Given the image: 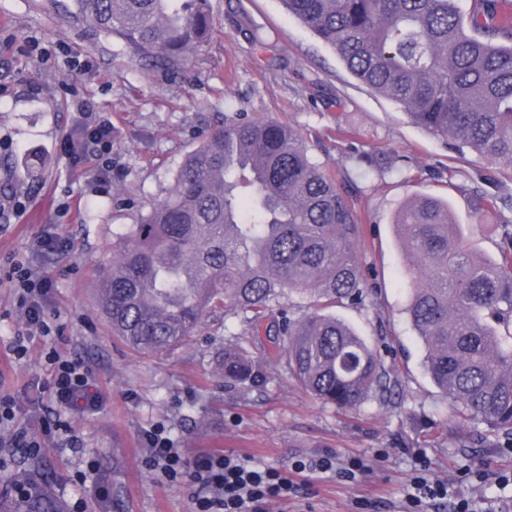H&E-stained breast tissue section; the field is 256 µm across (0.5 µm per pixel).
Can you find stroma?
Returning <instances> with one entry per match:
<instances>
[{"mask_svg":"<svg viewBox=\"0 0 512 512\" xmlns=\"http://www.w3.org/2000/svg\"><path fill=\"white\" fill-rule=\"evenodd\" d=\"M71 10L72 0H0V390L18 407L0 434L35 428L50 407L34 384L49 378L52 349L92 370L101 401L91 413H61L79 449L51 444L33 458L0 447V477L39 468L66 512H193L192 485L163 481L143 462L144 435L158 429L190 463L224 453L288 468L334 453L369 465L353 481L310 473L296 496L267 512H355L358 500L368 501L367 512H401L422 468L452 491L439 512H454L460 494L512 512V483L473 484L482 468L512 471V440L489 443L480 426L455 425L424 371L404 312L413 278L393 223L410 199L438 196L473 250L498 256L503 227L512 225V166L452 149L414 124L361 84L282 0H211V38L185 73L146 69ZM76 100L112 121V189L104 196L93 190L91 163L73 164L61 149L80 132ZM238 112L296 128L365 216L357 252L371 293L334 313L383 354L393 385L386 399L354 410L322 403L260 345L252 352L267 369L266 385L229 390L221 359L225 341L243 330L238 320L205 318L182 347L141 354L97 311L113 239L167 197L185 155ZM42 235L65 240L66 252L36 251ZM20 258L53 282L50 336L24 330L4 277ZM21 333L28 353L18 361L9 346ZM89 469L91 481L82 477ZM101 485L107 497H99Z\"/></svg>","mask_w":512,"mask_h":512,"instance_id":"1","label":"stroma"}]
</instances>
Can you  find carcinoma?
<instances>
[{
  "label": "carcinoma",
  "instance_id": "cac0c4a2",
  "mask_svg": "<svg viewBox=\"0 0 512 512\" xmlns=\"http://www.w3.org/2000/svg\"><path fill=\"white\" fill-rule=\"evenodd\" d=\"M362 84L447 144L512 163V15L498 0H282ZM74 14L137 59L185 68L212 33L210 0H73ZM363 217L299 132L239 114L177 168L171 193L112 241L97 306L130 348L163 353L202 320L235 317L281 343L277 361L312 397L353 409L387 392L381 354L336 315L368 285ZM413 283L405 314L424 366L462 425L512 436V229L476 254L448 201L425 196L395 219ZM308 312L292 319L281 300ZM224 381L267 376L246 340L224 344ZM18 512H63L39 471Z\"/></svg>",
  "mask_w": 512,
  "mask_h": 512
}]
</instances>
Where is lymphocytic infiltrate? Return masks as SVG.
Segmentation results:
<instances>
[{
	"label": "lymphocytic infiltrate",
	"mask_w": 512,
	"mask_h": 512,
	"mask_svg": "<svg viewBox=\"0 0 512 512\" xmlns=\"http://www.w3.org/2000/svg\"><path fill=\"white\" fill-rule=\"evenodd\" d=\"M76 108L85 115L81 137L64 139L62 150L77 163L99 159L96 182L101 193H109L112 167L104 163L103 157L105 151L112 148V123L88 111L84 103H77ZM8 280L26 324L38 329L42 335H50L52 327L46 316V301L52 290L51 281L22 261L12 263ZM45 358L52 368V376L44 384V391L61 407L95 410L99 395L93 389L91 369L61 358L53 350L48 351ZM146 441L149 461L162 477L175 479L185 475L197 485L196 512H267L269 503L287 499L298 490L296 477L299 474L331 471L339 477L353 479L368 469L364 460L346 462L333 456L302 461L289 469L259 466L226 454H208L189 463L160 431L148 434Z\"/></svg>",
	"instance_id": "1"
}]
</instances>
